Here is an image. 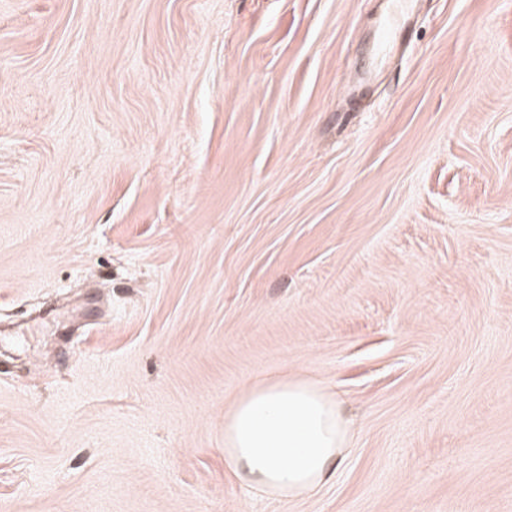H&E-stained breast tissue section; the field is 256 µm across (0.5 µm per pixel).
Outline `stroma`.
<instances>
[{
  "label": "stroma",
  "instance_id": "stroma-1",
  "mask_svg": "<svg viewBox=\"0 0 512 512\" xmlns=\"http://www.w3.org/2000/svg\"><path fill=\"white\" fill-rule=\"evenodd\" d=\"M0 0V512H512V0ZM355 421L281 501L224 413ZM388 7L381 17L378 50L385 51L393 45L409 16L414 0H387ZM349 435L340 402L317 383L262 380L224 414V460L234 476L271 497H308L343 464Z\"/></svg>",
  "mask_w": 512,
  "mask_h": 512
}]
</instances>
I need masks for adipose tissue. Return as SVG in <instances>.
I'll return each mask as SVG.
<instances>
[{
  "label": "adipose tissue",
  "mask_w": 512,
  "mask_h": 512,
  "mask_svg": "<svg viewBox=\"0 0 512 512\" xmlns=\"http://www.w3.org/2000/svg\"><path fill=\"white\" fill-rule=\"evenodd\" d=\"M349 435L340 402L317 383L262 380L224 415V460L234 476L269 496L307 497L343 464Z\"/></svg>",
  "instance_id": "adipose-tissue-1"
}]
</instances>
